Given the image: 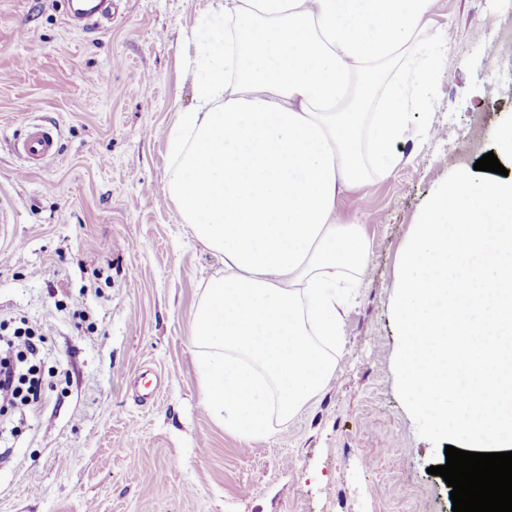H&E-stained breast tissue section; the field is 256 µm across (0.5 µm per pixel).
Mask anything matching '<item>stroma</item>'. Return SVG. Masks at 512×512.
<instances>
[{
  "mask_svg": "<svg viewBox=\"0 0 512 512\" xmlns=\"http://www.w3.org/2000/svg\"><path fill=\"white\" fill-rule=\"evenodd\" d=\"M68 0H0V317L47 331L45 404L0 432V512H452L428 474L450 437L417 414L400 370L396 318L405 253L457 165L492 152L512 118L499 0H435L433 29L455 65L425 92L390 175L337 202L370 259L343 315L327 388L267 437L243 440L202 404L191 340L208 277L224 272L163 192L165 130L195 104L187 38L213 0H112L82 27ZM58 152L27 166L29 127Z\"/></svg>",
  "mask_w": 512,
  "mask_h": 512,
  "instance_id": "obj_1",
  "label": "stroma"
}]
</instances>
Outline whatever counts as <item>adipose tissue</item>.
I'll list each match as a JSON object with an SVG mask.
<instances>
[{"mask_svg": "<svg viewBox=\"0 0 512 512\" xmlns=\"http://www.w3.org/2000/svg\"><path fill=\"white\" fill-rule=\"evenodd\" d=\"M434 0H217L184 74L196 104L166 131L164 197L223 258L193 321L205 410L265 437L328 385L338 275L369 250L336 201L390 173L446 55ZM397 318L414 408L470 452L512 451V178L459 170L417 225Z\"/></svg>", "mask_w": 512, "mask_h": 512, "instance_id": "1", "label": "adipose tissue"}]
</instances>
